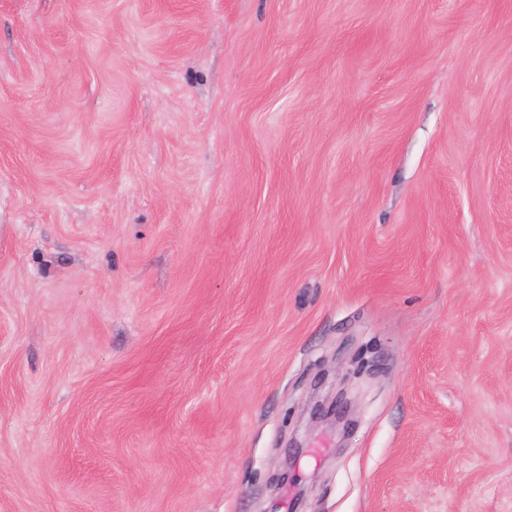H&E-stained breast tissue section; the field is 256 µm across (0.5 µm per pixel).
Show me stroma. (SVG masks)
I'll use <instances>...</instances> for the list:
<instances>
[{
  "label": "stroma",
  "instance_id": "stroma-1",
  "mask_svg": "<svg viewBox=\"0 0 512 512\" xmlns=\"http://www.w3.org/2000/svg\"><path fill=\"white\" fill-rule=\"evenodd\" d=\"M298 493L512 512V0H0V512ZM347 406L348 401L346 400L344 393L337 392L331 401L326 399L325 401L318 402L313 409V415L316 416L317 419L334 421L336 425L343 422L342 430L346 431L349 427V423L343 421V416L345 414L343 408H347Z\"/></svg>",
  "mask_w": 512,
  "mask_h": 512
}]
</instances>
